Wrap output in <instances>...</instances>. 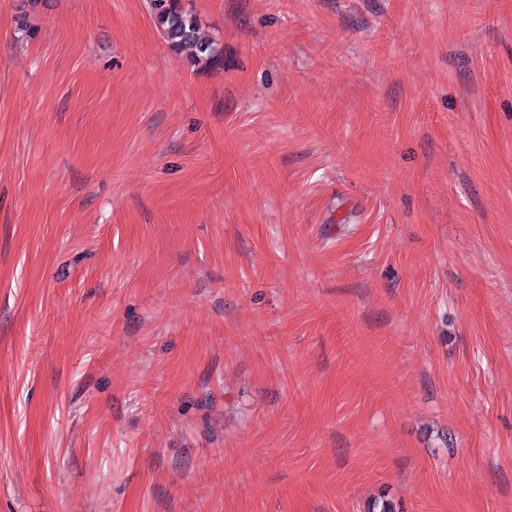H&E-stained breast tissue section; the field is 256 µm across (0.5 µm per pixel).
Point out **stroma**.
Returning <instances> with one entry per match:
<instances>
[{"label":"stroma","mask_w":512,"mask_h":512,"mask_svg":"<svg viewBox=\"0 0 512 512\" xmlns=\"http://www.w3.org/2000/svg\"><path fill=\"white\" fill-rule=\"evenodd\" d=\"M0 0V512H512V0ZM157 23L169 48L185 54L194 65L210 66L223 62L224 53L216 40L202 31L197 17L178 0H154Z\"/></svg>","instance_id":"obj_1"}]
</instances>
